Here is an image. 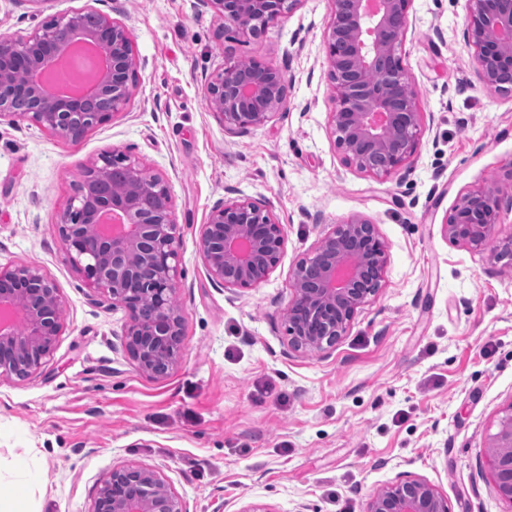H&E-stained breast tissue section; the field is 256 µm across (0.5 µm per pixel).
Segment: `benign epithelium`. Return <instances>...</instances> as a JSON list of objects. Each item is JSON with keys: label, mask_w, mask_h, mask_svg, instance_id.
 <instances>
[{"label": "benign epithelium", "mask_w": 512, "mask_h": 512, "mask_svg": "<svg viewBox=\"0 0 512 512\" xmlns=\"http://www.w3.org/2000/svg\"><path fill=\"white\" fill-rule=\"evenodd\" d=\"M298 0H199L231 29L258 38ZM412 0H332L323 45L331 83L330 122L343 161L389 176L408 170L420 136L417 93L396 55L409 28ZM464 37L474 50L478 77L494 92L512 90V0H470ZM95 42L106 57L95 90L55 95L37 82L72 43ZM140 69L130 29L89 9L63 15L26 35L0 33V120L28 119L54 136L80 142L122 111ZM283 71L259 58L228 59L204 88L209 112L234 134L288 112ZM501 207L493 185L461 196L445 220L454 243L488 246L512 255V237L495 244ZM173 191L136 158L114 149L85 167L67 208L54 224L88 287L125 312L116 335L143 374L169 377L180 364L183 331L178 288L180 237ZM285 229L264 200L216 204L201 225L199 254L212 281L224 289L256 288L281 262ZM388 260L375 225L360 217L334 225L292 270V298L284 322L288 349L325 355L347 334L357 311L379 292ZM63 301L41 270L0 265V377L25 379L53 353L62 328ZM486 464L499 494L512 505V406L491 438ZM93 512H186L161 475L145 466L112 469L100 481ZM368 512H449L448 500L423 480L399 476L370 499Z\"/></svg>", "instance_id": "benign-epithelium-1"}]
</instances>
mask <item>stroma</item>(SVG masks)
<instances>
[{"instance_id": "obj_1", "label": "stroma", "mask_w": 512, "mask_h": 512, "mask_svg": "<svg viewBox=\"0 0 512 512\" xmlns=\"http://www.w3.org/2000/svg\"><path fill=\"white\" fill-rule=\"evenodd\" d=\"M90 7L132 31L141 70L126 108L76 145L23 118L0 123V264L37 266L64 303L42 367L0 378V492L24 463L39 474L25 512H92L102 477L137 464L187 512H367L403 475L449 512H512L485 464L512 405V258L443 228L461 195L493 183L495 237H512V92L478 79L469 0L411 4L397 54L421 135L408 171L383 177L346 165L331 132V0H297L257 39L217 36L198 0H0V32ZM230 56L283 70L287 113L225 132L203 89ZM115 148L175 198L183 357L161 380L122 351L123 311L85 285L53 230L90 160ZM243 198L268 201L286 241L264 283L233 293L211 280L198 238L214 205ZM354 216L387 245L382 286L329 355L291 352L292 269Z\"/></svg>"}]
</instances>
